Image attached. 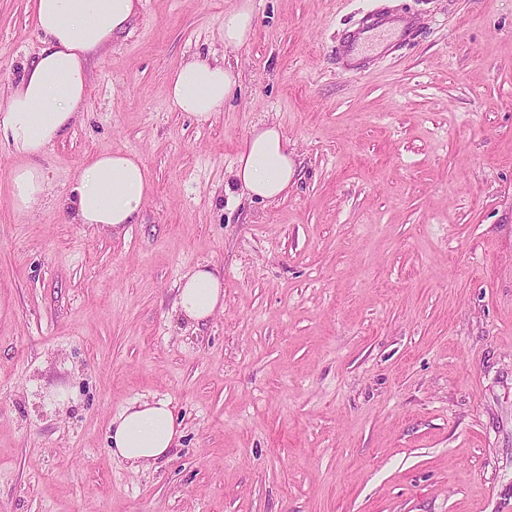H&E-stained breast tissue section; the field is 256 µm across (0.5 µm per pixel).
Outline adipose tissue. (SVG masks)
Segmentation results:
<instances>
[{"label": "adipose tissue", "instance_id": "ef3b65f1", "mask_svg": "<svg viewBox=\"0 0 512 512\" xmlns=\"http://www.w3.org/2000/svg\"><path fill=\"white\" fill-rule=\"evenodd\" d=\"M36 26L44 47L27 67L0 109V137L25 157L13 169L11 195L16 208L37 205L45 176L35 160L45 154L79 119L88 96L87 64L108 49L114 33L136 16L141 0H33ZM232 65L193 59L171 77V106L198 120L222 111L235 85ZM296 161L278 125L255 127L243 141L231 176L249 196L275 200L287 191ZM153 191L149 171L132 152L98 154L82 164L71 195L63 204L71 223L92 224L108 234L134 223ZM177 306L201 324L224 306V278L210 266L198 268L181 285ZM178 432L172 411L162 400L130 404L110 436L111 450L136 467L168 458Z\"/></svg>", "mask_w": 512, "mask_h": 512}]
</instances>
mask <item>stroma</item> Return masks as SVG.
Masks as SVG:
<instances>
[{
    "label": "stroma",
    "mask_w": 512,
    "mask_h": 512,
    "mask_svg": "<svg viewBox=\"0 0 512 512\" xmlns=\"http://www.w3.org/2000/svg\"><path fill=\"white\" fill-rule=\"evenodd\" d=\"M233 2L142 0L34 210L0 142V512H512V0H387L421 33L359 71L336 45L377 0H253L228 48ZM42 47L32 0H0V108ZM205 56L240 78L200 121L168 84ZM269 120L297 155L274 201L230 178ZM115 150L152 176L136 223H69ZM203 264L224 309L197 325ZM136 399L179 432L148 468L108 447ZM232 9L224 12V43L227 47L243 46L254 26L252 0H236ZM177 306L194 323H207L224 306V277L214 267L198 268L181 285Z\"/></svg>",
    "instance_id": "obj_1"
}]
</instances>
